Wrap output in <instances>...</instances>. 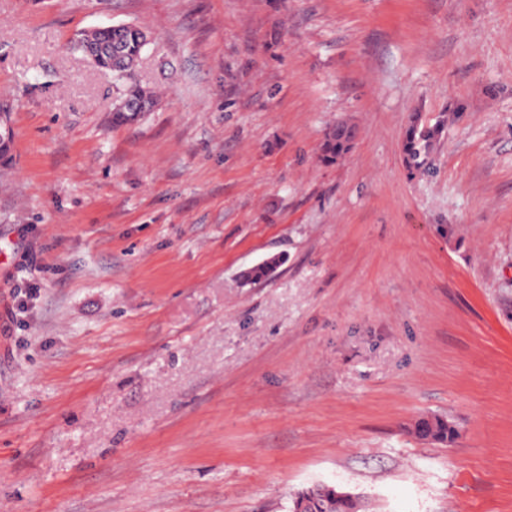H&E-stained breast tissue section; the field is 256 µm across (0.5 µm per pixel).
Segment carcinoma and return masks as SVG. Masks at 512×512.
Listing matches in <instances>:
<instances>
[{
	"instance_id": "obj_1",
	"label": "carcinoma",
	"mask_w": 512,
	"mask_h": 512,
	"mask_svg": "<svg viewBox=\"0 0 512 512\" xmlns=\"http://www.w3.org/2000/svg\"><path fill=\"white\" fill-rule=\"evenodd\" d=\"M147 47L144 31L132 24L120 27L97 28L77 35L70 48L83 54L95 66L109 70L124 82V89L113 108L112 120L125 124L137 120L156 105L155 92L141 85L134 71ZM437 128L412 125L409 127L404 145L406 164L410 169H419L429 155ZM353 130L348 125H339L323 141L320 158L334 161L343 157L351 148ZM281 259L272 257L260 265L247 269L241 277L248 284L269 277L279 266ZM414 434L440 444L452 442L457 430L442 417L418 420ZM291 512H360L359 497L348 495L333 486L315 485L298 490L292 497Z\"/></svg>"
}]
</instances>
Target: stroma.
<instances>
[{"label":"stroma","mask_w":512,"mask_h":512,"mask_svg":"<svg viewBox=\"0 0 512 512\" xmlns=\"http://www.w3.org/2000/svg\"><path fill=\"white\" fill-rule=\"evenodd\" d=\"M1 110L0 512H512V0H0ZM97 28L77 35L70 48L87 57L95 66L112 71L124 82V89L113 108L112 120L125 124L137 120L156 105L155 92L142 86L134 71L147 47L144 31L132 24ZM353 130L348 125H338L323 141L320 150L321 160L334 161L343 157L351 148ZM437 133V128L419 126L418 124L409 127L404 145L405 159L408 167L418 170L424 164L425 158L429 155ZM413 432L420 439L440 444L452 442L457 435V430L453 424L442 417L436 416L418 420L414 425ZM359 497L336 487L315 485L298 490L292 497L291 512H360Z\"/></svg>","instance_id":"1"}]
</instances>
